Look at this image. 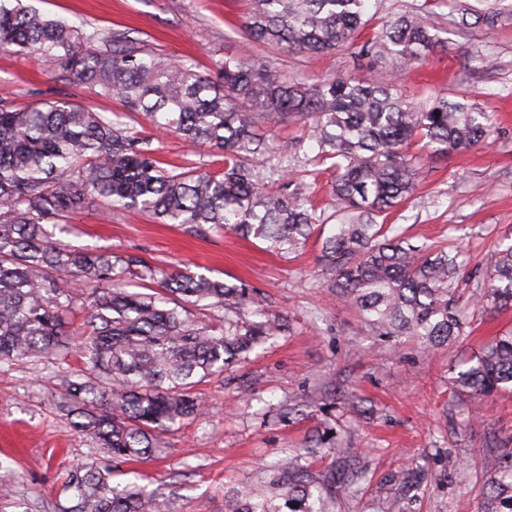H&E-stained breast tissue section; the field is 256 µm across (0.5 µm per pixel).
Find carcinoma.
Listing matches in <instances>:
<instances>
[{"label": "carcinoma", "mask_w": 512, "mask_h": 512, "mask_svg": "<svg viewBox=\"0 0 512 512\" xmlns=\"http://www.w3.org/2000/svg\"><path fill=\"white\" fill-rule=\"evenodd\" d=\"M365 2L249 0L244 27L251 39L287 53L350 49L368 25ZM441 44L417 11L388 21L359 53L391 56L407 68ZM0 48L53 59L61 79L116 97L124 108L108 118L65 99L18 105L0 98V361L51 358L62 369L78 349L83 366L67 372L60 398L77 411L75 430L102 449L101 459L71 473L73 505L60 512H162L156 493L136 482L112 484L118 465L154 453L159 435L201 417L195 387L285 328L243 283L188 268L166 272L135 253L75 248L56 232L70 215L107 200L162 224H209L280 254L295 251L325 219L309 184L292 177L288 155L259 133L263 123H309L314 155L304 172L328 160L335 169L337 224L322 243L326 287L380 336H413L428 347L461 336L458 247L410 244L389 235L386 220L420 178L407 152L414 139L426 140L434 156L494 136L491 116L475 104L436 96L417 108L393 82L336 76L305 84L248 58L220 62L209 78L190 60L147 52L128 31L88 34L23 0H0ZM127 112L190 146L224 151V171L162 166L150 140L123 121ZM126 281L143 291H128ZM470 298L512 307V244L498 246L483 288ZM187 303L224 311V325L198 320ZM79 312L84 331L76 342ZM452 381L475 396L512 386V333L459 360ZM303 459L284 452L269 465L267 491L228 492L224 512H327L336 477ZM479 497V512H512V465L492 471Z\"/></svg>", "instance_id": "carcinoma-1"}]
</instances>
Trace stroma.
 Instances as JSON below:
<instances>
[{"mask_svg":"<svg viewBox=\"0 0 512 512\" xmlns=\"http://www.w3.org/2000/svg\"><path fill=\"white\" fill-rule=\"evenodd\" d=\"M44 14L109 34L130 31L146 48L196 62L209 76L217 62L247 57L312 84L326 77L398 81L416 106L434 94L468 97L493 115L500 134L463 153L425 158V176L390 217L412 244H459L471 283H479L496 246L512 240V12L498 22L455 23V0H369L373 38L388 16L425 8L442 49L399 69L357 49L322 55L284 53L253 41L243 26L247 0H30ZM59 62L0 50V96L18 104L64 98L105 114L119 100L60 80ZM129 124L150 137L167 164L224 168L221 151L190 150L153 131L143 115ZM274 134L292 169L311 153L308 128L289 119ZM66 240L80 247L134 252L153 265L210 271L255 287L271 317L288 330L248 362L226 366L202 382L199 419L162 435L153 455L133 462L147 491L162 494L169 512H224L225 491L264 487L265 465L284 450L320 443L311 469L362 470L357 494L337 488L332 512H478V489L495 467L512 462V391L488 397L455 390L451 367L480 351L492 336L512 331V309L463 302V334L427 347L407 336H376L326 288L321 246L329 226L316 228L295 252L280 256L229 230L159 224L144 214L92 208L70 215ZM64 377L48 361L0 362V474L11 494L0 512H55L67 505L73 470L98 455L56 404Z\"/></svg>","mask_w":512,"mask_h":512,"instance_id":"35a3bbf8","label":"stroma"}]
</instances>
